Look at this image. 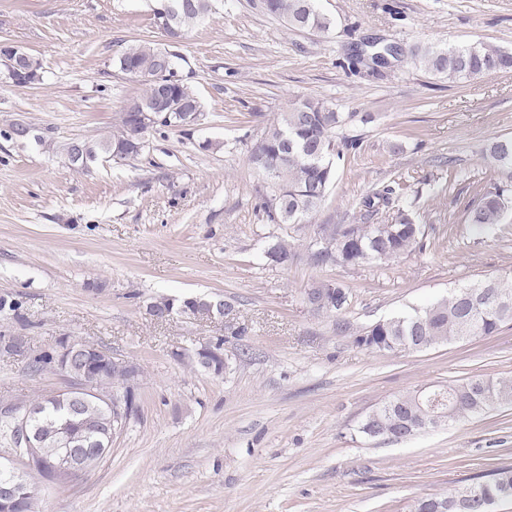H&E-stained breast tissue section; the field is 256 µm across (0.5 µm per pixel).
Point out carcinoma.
Here are the masks:
<instances>
[{
  "label": "carcinoma",
  "instance_id": "1",
  "mask_svg": "<svg viewBox=\"0 0 512 512\" xmlns=\"http://www.w3.org/2000/svg\"><path fill=\"white\" fill-rule=\"evenodd\" d=\"M171 24L181 32L210 11V0H168ZM264 11L282 19L289 27L326 33L331 20L323 14L317 0H263ZM166 48L149 42L132 45L115 60L117 70L138 79L145 86L143 96L131 102L119 113L112 134L87 143L85 156L68 159L77 170L108 153L122 155L129 141L140 132L149 133L168 127L170 122L161 115L150 118L149 102L155 99V86L161 81L168 85V94L175 103L184 102L199 111L197 97L185 85L174 67L182 59L171 54V64L158 71L159 58ZM420 64L433 75L450 80H467L479 76L512 72V52L483 43L448 50L426 49L416 53ZM363 125L371 122L368 114L351 112L343 115L320 99H305L282 112L270 124L251 152V161L261 172L272 171L266 180L262 206L277 224L295 225L317 210L325 201L335 179L332 156L341 148L356 149L359 140L342 134L350 121ZM488 157L498 178L473 186L474 204L466 211L463 222L480 232L494 229L506 222L512 201V136L498 137L488 149ZM407 187L392 180L382 189L366 196L362 207L368 213L388 206L393 198L405 196ZM424 236L422 225L416 223L412 210L398 207L391 220L382 224H318L310 243V259L316 266L336 264L363 266L390 264L420 246ZM266 258L286 267L295 258L288 240L277 237L268 243ZM484 289L490 303H473L470 293ZM352 294L341 282L315 280L305 289L304 299L316 315L336 318V331L343 333L348 326L340 316L349 308ZM206 309L205 297H161L151 306L152 312H168L169 316L193 317ZM512 323V289L498 277H488L478 283L455 290L451 296L438 299L422 308L398 313L381 319L355 336L354 343L363 349L382 354H400L426 350L437 345L463 340L469 336L486 338L496 335ZM224 340L208 345L211 363L217 373L228 367L223 353ZM56 351H43L29 362L30 369L41 372L54 367ZM512 404V379L468 376L446 385L420 387L391 396L377 404L356 429L364 440L385 443L392 439L409 438L450 423L484 416L497 408ZM39 408L30 428L43 440L38 455L32 458L31 470L41 476L56 462L64 449L55 437L64 431L72 444H82L97 438L96 427L111 421L108 410L96 403L77 406L66 399L45 396L33 402ZM481 489L484 500H497L505 485L512 487V469L495 468L471 478V482L444 495H426L414 500L410 512H434L460 499L471 486Z\"/></svg>",
  "mask_w": 512,
  "mask_h": 512
}]
</instances>
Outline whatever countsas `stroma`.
Returning <instances> with one entry per match:
<instances>
[{"label":"stroma","mask_w":512,"mask_h":512,"mask_svg":"<svg viewBox=\"0 0 512 512\" xmlns=\"http://www.w3.org/2000/svg\"><path fill=\"white\" fill-rule=\"evenodd\" d=\"M259 3L214 0L176 45L196 126L151 132L137 157L76 171L58 147L111 133L143 94L113 60L138 40L167 44L150 0H0V43L41 65L33 86L0 76V297L22 304L20 318L0 319V338L22 343L0 348V410L69 388L61 371L29 369L64 338L140 368L136 416L80 479H43L37 512H410L417 496L512 467L511 405L379 445L354 434L388 396L512 378V326L401 355L353 343L393 313L512 278V224L478 239L461 221L473 182L492 174L489 144L512 136V73L451 82L413 59L479 42L512 51V0H319L325 34L289 28ZM385 46L397 57L372 65ZM305 97L373 121L347 126L360 146L335 159L324 204L295 230L269 221L249 156ZM20 122L44 144L6 138ZM394 179L425 249L386 266L313 265L316 225L360 223L363 198ZM275 236L293 247L288 268L264 254ZM316 279L351 289L348 331L305 303ZM162 295L224 299L246 333L217 317L158 320L150 306ZM219 337L236 363L217 374L193 355Z\"/></svg>","instance_id":"stroma-1"}]
</instances>
